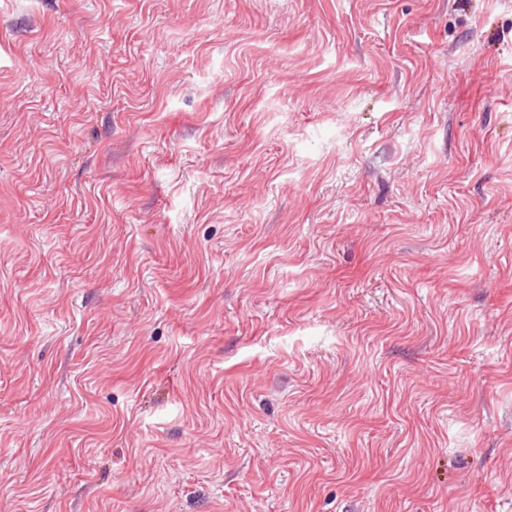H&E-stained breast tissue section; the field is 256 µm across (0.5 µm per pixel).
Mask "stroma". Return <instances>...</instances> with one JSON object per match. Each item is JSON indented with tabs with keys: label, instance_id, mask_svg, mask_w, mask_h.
I'll use <instances>...</instances> for the list:
<instances>
[{
	"label": "stroma",
	"instance_id": "obj_1",
	"mask_svg": "<svg viewBox=\"0 0 512 512\" xmlns=\"http://www.w3.org/2000/svg\"><path fill=\"white\" fill-rule=\"evenodd\" d=\"M0 512H512V0H0Z\"/></svg>",
	"mask_w": 512,
	"mask_h": 512
}]
</instances>
